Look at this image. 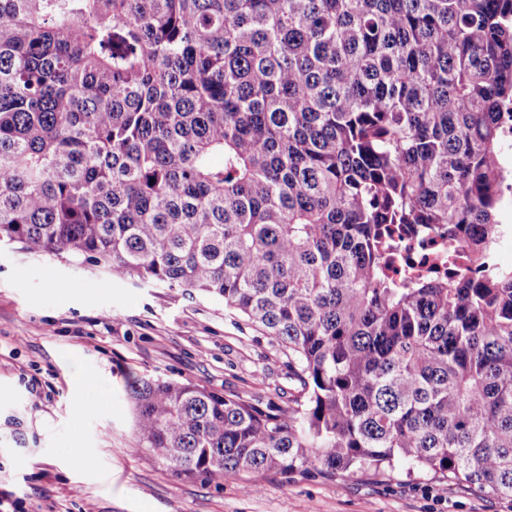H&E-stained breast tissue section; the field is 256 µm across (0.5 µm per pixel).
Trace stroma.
<instances>
[{
    "label": "stroma",
    "mask_w": 512,
    "mask_h": 512,
    "mask_svg": "<svg viewBox=\"0 0 512 512\" xmlns=\"http://www.w3.org/2000/svg\"><path fill=\"white\" fill-rule=\"evenodd\" d=\"M82 370L102 388L84 390ZM131 372L219 394L297 386L287 356L221 300L0 244V493L24 499L27 512H512V498L402 464L332 479H176L131 450ZM83 452L93 468L78 466ZM253 482L259 491L246 492Z\"/></svg>",
    "instance_id": "35a3bbf8"
}]
</instances>
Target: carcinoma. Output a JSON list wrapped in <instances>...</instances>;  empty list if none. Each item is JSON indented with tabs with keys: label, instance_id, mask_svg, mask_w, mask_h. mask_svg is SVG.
<instances>
[{
	"label": "carcinoma",
	"instance_id": "carcinoma-1",
	"mask_svg": "<svg viewBox=\"0 0 512 512\" xmlns=\"http://www.w3.org/2000/svg\"><path fill=\"white\" fill-rule=\"evenodd\" d=\"M511 104L512 0H0V242L288 352L285 402L126 378L174 477L399 459L512 498ZM413 224L456 247L401 261Z\"/></svg>",
	"mask_w": 512,
	"mask_h": 512
}]
</instances>
